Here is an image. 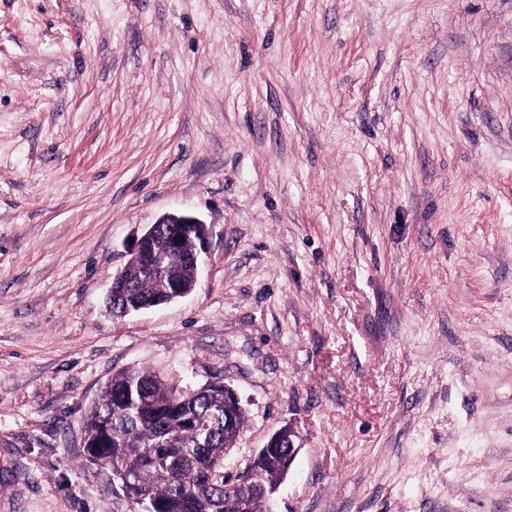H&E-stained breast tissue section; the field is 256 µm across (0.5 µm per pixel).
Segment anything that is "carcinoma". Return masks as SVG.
<instances>
[{
	"mask_svg": "<svg viewBox=\"0 0 512 512\" xmlns=\"http://www.w3.org/2000/svg\"><path fill=\"white\" fill-rule=\"evenodd\" d=\"M190 253L188 243L157 252L164 282L126 264L109 297L115 314L161 305L178 287L193 284ZM202 417L204 431L193 424ZM245 423L246 410L222 382L190 390L146 370L120 371L88 415L85 466L116 488L119 474L132 472L138 485L128 494L132 512H261L263 494L288 472V452L262 450L242 473H227L226 448Z\"/></svg>",
	"mask_w": 512,
	"mask_h": 512,
	"instance_id": "1",
	"label": "carcinoma"
}]
</instances>
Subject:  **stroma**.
<instances>
[{"label": "stroma", "mask_w": 512, "mask_h": 512, "mask_svg": "<svg viewBox=\"0 0 512 512\" xmlns=\"http://www.w3.org/2000/svg\"><path fill=\"white\" fill-rule=\"evenodd\" d=\"M211 229L122 319L136 235ZM224 381L272 512H512V0H0V512H129L113 374ZM157 224H162V234L164 236L174 235L178 230V225H187L189 227L196 226L197 232L194 238L193 245V263L190 259L192 246L185 243L178 247H172L163 251L157 252V258L162 266L167 280L164 282L156 280L158 277L145 271L142 266L132 263L144 261L151 253L155 251L146 250L154 241L158 240L161 246H172L175 242L166 241V239L159 240ZM198 226H206L205 223L198 217L186 213L184 211L176 210L167 212L160 217V219L152 224L143 234L137 236L127 248V263L124 269L123 281L120 283V277L116 275L112 277V295L109 297V303L115 310L116 317H121L120 314L126 310L147 309L161 305L171 296H175L177 291L189 288H173V285L178 287L192 285L195 281L194 278V265L197 268L198 277L194 287L199 285V269L203 261V257L207 256L210 247V232L206 229L202 233ZM194 264V265H193ZM170 287V288H167ZM110 289V292H111Z\"/></svg>", "instance_id": "stroma-1"}]
</instances>
